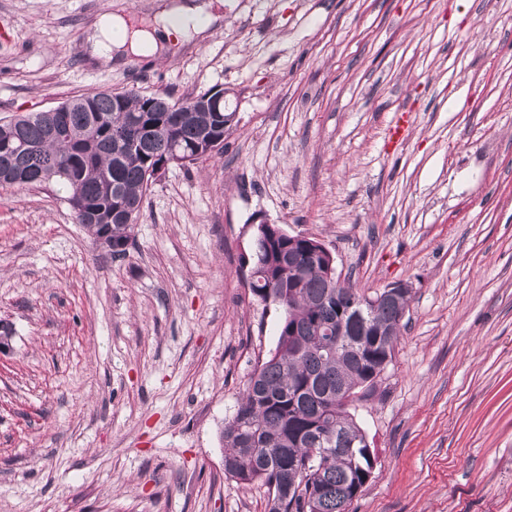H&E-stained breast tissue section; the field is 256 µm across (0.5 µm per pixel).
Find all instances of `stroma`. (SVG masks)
Returning a JSON list of instances; mask_svg holds the SVG:
<instances>
[{"label":"stroma","mask_w":512,"mask_h":512,"mask_svg":"<svg viewBox=\"0 0 512 512\" xmlns=\"http://www.w3.org/2000/svg\"><path fill=\"white\" fill-rule=\"evenodd\" d=\"M206 40L105 64L98 15L0 0V120L89 91L237 93L221 156L169 166L125 256L62 189L0 186V512H267L221 432L275 347L242 258L265 221L412 299L353 412L349 512H512V0H208Z\"/></svg>","instance_id":"1"}]
</instances>
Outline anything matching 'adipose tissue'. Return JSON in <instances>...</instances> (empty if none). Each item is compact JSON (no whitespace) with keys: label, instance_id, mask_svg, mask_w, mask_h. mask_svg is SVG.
Wrapping results in <instances>:
<instances>
[{"label":"adipose tissue","instance_id":"1","mask_svg":"<svg viewBox=\"0 0 512 512\" xmlns=\"http://www.w3.org/2000/svg\"><path fill=\"white\" fill-rule=\"evenodd\" d=\"M218 20L201 0H178L177 4L162 11L155 29L131 30L126 19L120 15H101L96 23V34L88 46L91 57L103 62L135 53L151 57L158 53L169 38L208 36Z\"/></svg>","mask_w":512,"mask_h":512}]
</instances>
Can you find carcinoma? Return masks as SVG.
<instances>
[{
  "label": "carcinoma",
  "mask_w": 512,
  "mask_h": 512,
  "mask_svg": "<svg viewBox=\"0 0 512 512\" xmlns=\"http://www.w3.org/2000/svg\"><path fill=\"white\" fill-rule=\"evenodd\" d=\"M160 100L170 112H148ZM66 112V135H51L49 112L29 113L0 123V185L26 188L54 183L71 203L76 223L114 255H124L138 223L154 172L173 147L192 164L204 138L226 136L224 113L200 107L197 98L129 89L73 96L58 105ZM99 130L85 137L94 118ZM135 208L133 223L112 218L121 206ZM316 238L253 231L249 267L251 294L280 299L274 353L251 374L232 417L224 425V474L243 484L268 488V512H349L373 468L362 427L349 411L358 390H369L392 361L407 293L380 306L373 320L384 336L363 335L351 321L353 302L369 297L350 283L326 275L328 262ZM353 336L325 335L341 321ZM322 439L324 453L310 459Z\"/></svg>",
  "instance_id": "obj_1"
}]
</instances>
